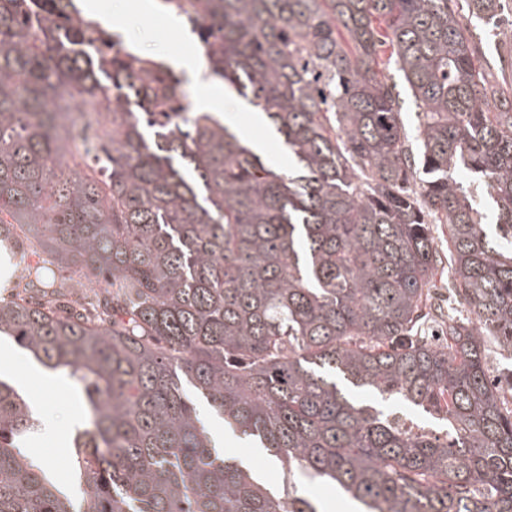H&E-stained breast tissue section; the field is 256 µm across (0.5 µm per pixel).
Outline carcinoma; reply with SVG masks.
I'll return each instance as SVG.
<instances>
[{
	"mask_svg": "<svg viewBox=\"0 0 512 512\" xmlns=\"http://www.w3.org/2000/svg\"><path fill=\"white\" fill-rule=\"evenodd\" d=\"M503 11L184 0L206 76L265 112L293 176L189 111L169 66L112 54L116 33L78 0H0V244L42 256L0 300V334L66 373L90 412L69 459L76 506L23 448L39 420L0 379V512H318L297 476L359 512H512V408L485 340L512 346V93L473 33ZM434 224L470 313L448 317L440 347L418 338ZM90 277L95 301H65ZM336 375L423 408L446 438ZM184 382L278 457L281 488L224 461Z\"/></svg>",
	"mask_w": 512,
	"mask_h": 512,
	"instance_id": "carcinoma-1",
	"label": "carcinoma"
}]
</instances>
